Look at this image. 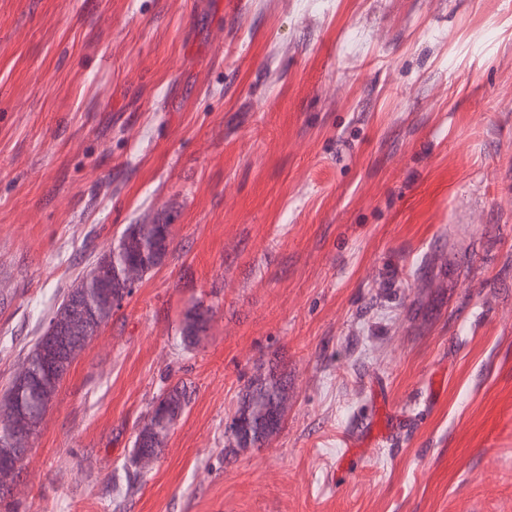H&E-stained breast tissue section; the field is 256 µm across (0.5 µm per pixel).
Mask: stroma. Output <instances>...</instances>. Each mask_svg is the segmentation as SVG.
Wrapping results in <instances>:
<instances>
[{
  "label": "stroma",
  "mask_w": 512,
  "mask_h": 512,
  "mask_svg": "<svg viewBox=\"0 0 512 512\" xmlns=\"http://www.w3.org/2000/svg\"><path fill=\"white\" fill-rule=\"evenodd\" d=\"M129 224L170 253L74 361L14 512H512V0H0V392ZM272 365L280 431L225 452ZM208 311V308L204 310L196 306L185 314L181 327V336L185 344H195L199 340L200 333L206 326ZM189 402L185 386L174 387L157 397L150 406L147 422L136 435L132 456L143 448H162L167 433ZM155 445L157 447H155Z\"/></svg>",
  "instance_id": "obj_1"
}]
</instances>
